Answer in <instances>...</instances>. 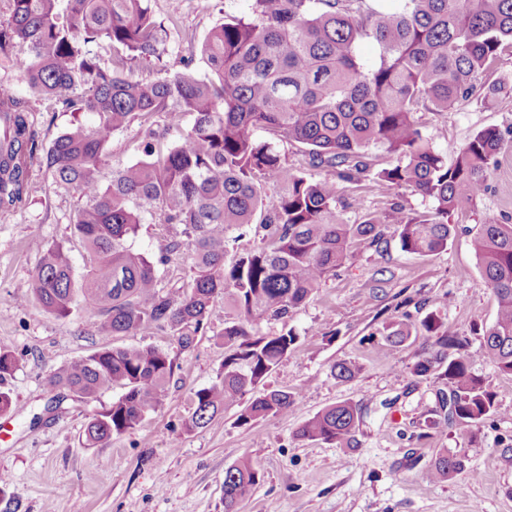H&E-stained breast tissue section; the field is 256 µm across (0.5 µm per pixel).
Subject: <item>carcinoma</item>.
<instances>
[{
    "mask_svg": "<svg viewBox=\"0 0 512 512\" xmlns=\"http://www.w3.org/2000/svg\"><path fill=\"white\" fill-rule=\"evenodd\" d=\"M0 20V56L19 45L17 71L31 95L50 100L76 121L45 146L29 120L24 97L0 94V212L26 205L33 165L54 188L73 191V233L85 249L80 290L86 313L115 336L144 328L168 331L183 350L205 333L211 300L224 295L234 315L221 333L224 362L210 386L193 394L186 428L199 429L232 407L240 426L295 407L296 395L243 396L294 352L291 332L261 334L254 322L288 315L355 253L378 250L384 229L396 225L401 250L427 257L448 249L457 232L453 215L483 193L504 146L497 128L477 132L455 151L453 164L424 134L415 114L446 112L474 97L492 101L507 85L487 76L512 50V0H248V11L216 26L201 45L187 34L178 66L163 60L167 30L152 0H10ZM369 41L373 59L362 53ZM212 72L197 76L196 56ZM154 68L156 79L136 72ZM163 113L168 126L185 114L192 126L177 141L146 128L142 157L112 167L102 184L114 134L134 121ZM263 130L271 140L257 138ZM305 149L310 172L288 164L275 142ZM383 150L395 162L375 173L390 193L408 190L432 202L413 215L399 204L345 222L338 183L357 182L365 157ZM278 187L269 198L264 186ZM180 227L156 250L136 252L132 240L147 218ZM260 245L224 263L230 243L247 233ZM474 250L492 289L497 313L484 333L483 352L512 374V224L486 217ZM189 262L186 284L162 286L158 267ZM75 269L62 246L47 249L27 284L26 300L58 318L72 313ZM425 330L448 351V421L474 428L494 410V399L470 370L462 341ZM399 346L410 336L403 323L385 327ZM17 359L0 350V414L12 407L3 384ZM174 375V358L156 347H103L60 368L51 383L82 399L113 389L120 396L89 418L85 443L108 444L134 430L155 409ZM360 423L348 401L327 407L296 431L303 440L350 446ZM461 461L441 453L432 478L451 477ZM261 480L246 459L224 475V512H239Z\"/></svg>",
    "mask_w": 512,
    "mask_h": 512,
    "instance_id": "carcinoma-1",
    "label": "carcinoma"
}]
</instances>
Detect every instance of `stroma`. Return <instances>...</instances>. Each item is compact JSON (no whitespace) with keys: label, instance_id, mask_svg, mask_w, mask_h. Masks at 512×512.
Segmentation results:
<instances>
[{"label":"stroma","instance_id":"stroma-1","mask_svg":"<svg viewBox=\"0 0 512 512\" xmlns=\"http://www.w3.org/2000/svg\"><path fill=\"white\" fill-rule=\"evenodd\" d=\"M158 21L177 17L165 49L168 62L184 52L182 37L203 41L211 29L246 10V0H221L201 12L195 0H153ZM434 147L452 153L478 131L495 127L504 149L487 189L454 214L459 231L448 249L430 257L403 252L386 232L383 252L355 254L329 277L287 323L259 320L260 332L292 329V355L263 385L296 393L287 414L239 426L235 410L193 431L184 426L191 396L215 381L224 361L217 335L231 315L215 297L205 335L190 349L154 329L136 336L100 330L75 295L72 314L56 318L20 296L46 249L69 250L82 268V246L71 223L77 197L54 191L51 180L32 169L29 203L0 212V350L12 351L17 368L7 387L15 401L0 414V512H224V473L250 460L261 480L241 512H512V375L482 352L483 334L495 320L496 301L482 280L472 245L475 226L487 215L512 224V94L490 104H456L445 112L417 115ZM347 223L397 202L407 210H429L410 192L389 195L373 179L338 186ZM436 315L463 340L472 373L495 402L475 429L448 421L446 360L435 336L422 325ZM402 321L411 337L391 346L384 326ZM155 346L175 360L163 401L134 430L112 443L85 447L89 417L117 397L107 392L90 401L49 378L58 368L105 346ZM430 359L427 374L414 370ZM351 363V378H335L333 364ZM348 401L360 412L356 446L297 439V429L318 411ZM461 460L452 479L429 478L440 453Z\"/></svg>","mask_w":512,"mask_h":512}]
</instances>
